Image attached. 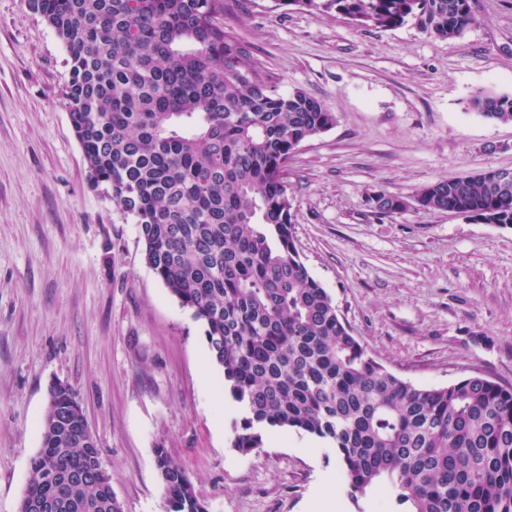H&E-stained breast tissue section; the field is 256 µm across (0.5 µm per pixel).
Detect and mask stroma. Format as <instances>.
I'll use <instances>...</instances> for the list:
<instances>
[{
  "label": "stroma",
  "mask_w": 512,
  "mask_h": 512,
  "mask_svg": "<svg viewBox=\"0 0 512 512\" xmlns=\"http://www.w3.org/2000/svg\"><path fill=\"white\" fill-rule=\"evenodd\" d=\"M453 41L362 28L275 0H224V29L279 93L323 100L335 126L286 168L295 245L368 353L425 388L471 374L512 386V226L414 204L425 185L512 170V123L479 90L512 94V0H470ZM63 43L26 0H0V512H19L52 381L80 401L123 512H166L155 449L208 512H393L352 504L336 452L268 429L232 446L238 404L202 324L148 268L138 227L88 178L63 93ZM404 198L384 215L378 194ZM472 108L486 119L512 123V95L480 91L472 101Z\"/></svg>",
  "instance_id": "1"
}]
</instances>
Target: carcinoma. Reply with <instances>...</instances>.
<instances>
[{
    "label": "carcinoma",
    "instance_id": "obj_1",
    "mask_svg": "<svg viewBox=\"0 0 512 512\" xmlns=\"http://www.w3.org/2000/svg\"><path fill=\"white\" fill-rule=\"evenodd\" d=\"M364 27L411 23L452 41L469 0H284ZM65 45L64 93L91 181L138 226L148 267L202 323L240 405L232 446L268 428L334 445L351 497L378 484L403 512H512V387L471 375L422 388L368 355L295 245L288 158L336 114L300 88L281 94L224 31V0H27ZM472 108L512 123V95ZM487 168L425 186L429 210L512 226V178ZM378 211L406 200L384 193ZM74 390L48 392L20 512H123L96 443L79 437ZM166 512H206L193 482L155 449Z\"/></svg>",
    "mask_w": 512,
    "mask_h": 512
}]
</instances>
